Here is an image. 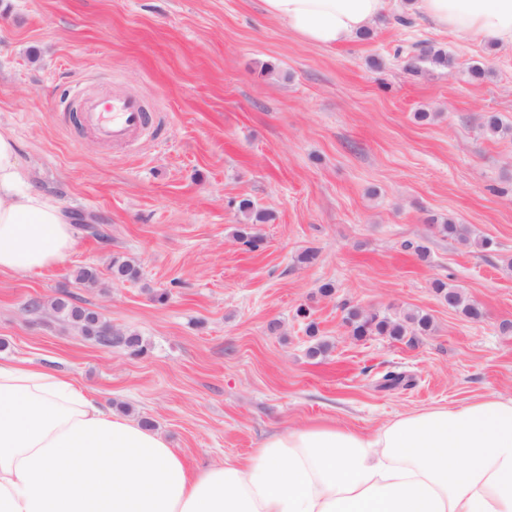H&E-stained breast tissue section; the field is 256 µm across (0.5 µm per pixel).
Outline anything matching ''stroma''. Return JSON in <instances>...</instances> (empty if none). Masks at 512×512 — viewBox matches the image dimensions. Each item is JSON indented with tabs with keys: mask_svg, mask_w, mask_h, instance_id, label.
Wrapping results in <instances>:
<instances>
[{
	"mask_svg": "<svg viewBox=\"0 0 512 512\" xmlns=\"http://www.w3.org/2000/svg\"><path fill=\"white\" fill-rule=\"evenodd\" d=\"M372 31L320 49L259 0H0V126L39 189L101 219L95 234L74 225L58 267L0 274V356L70 374L194 467L304 424L373 431L512 395V47L389 17ZM417 41L449 67L406 72L395 50ZM77 88L161 119L134 147L101 140L60 107ZM490 115L505 133H485ZM244 199L275 215L254 225L255 250L236 237ZM449 220L487 247L440 234ZM116 257L140 278L113 282ZM83 267L96 287L76 283ZM439 280L483 319L449 308ZM65 295L141 350L27 309ZM351 307L432 326L358 339ZM316 341L328 349L312 358ZM388 371L412 386L380 388Z\"/></svg>",
	"mask_w": 512,
	"mask_h": 512,
	"instance_id": "obj_1",
	"label": "stroma"
}]
</instances>
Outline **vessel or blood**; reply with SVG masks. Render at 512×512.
Listing matches in <instances>:
<instances>
[{"label": "vessel or blood", "instance_id": "vessel-or-blood-1", "mask_svg": "<svg viewBox=\"0 0 512 512\" xmlns=\"http://www.w3.org/2000/svg\"><path fill=\"white\" fill-rule=\"evenodd\" d=\"M78 118L99 138L117 144L134 143L149 121L142 103L132 97L84 100Z\"/></svg>", "mask_w": 512, "mask_h": 512}]
</instances>
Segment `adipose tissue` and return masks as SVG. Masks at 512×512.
I'll use <instances>...</instances> for the list:
<instances>
[{"label":"adipose tissue","instance_id":"ef3b65f1","mask_svg":"<svg viewBox=\"0 0 512 512\" xmlns=\"http://www.w3.org/2000/svg\"><path fill=\"white\" fill-rule=\"evenodd\" d=\"M435 29L512 45V0H260L310 45L357 38L390 4ZM60 203L0 127V273L73 251ZM0 512H512V396L269 434L241 459L192 469L157 432L67 375L0 360Z\"/></svg>","mask_w":512,"mask_h":512}]
</instances>
